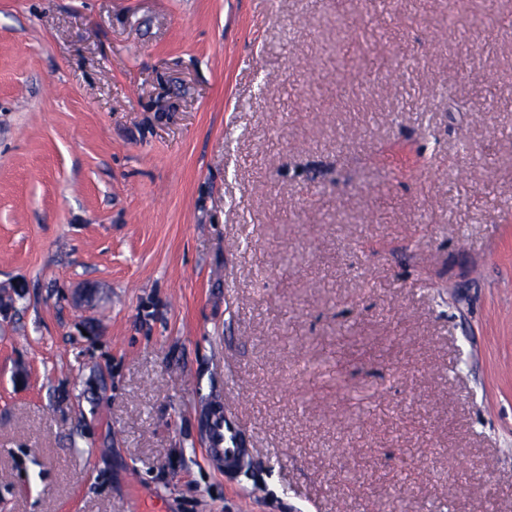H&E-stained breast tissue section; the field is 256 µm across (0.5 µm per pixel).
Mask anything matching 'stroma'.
Here are the masks:
<instances>
[{
  "label": "stroma",
  "instance_id": "obj_1",
  "mask_svg": "<svg viewBox=\"0 0 512 512\" xmlns=\"http://www.w3.org/2000/svg\"><path fill=\"white\" fill-rule=\"evenodd\" d=\"M338 2L0 0V512H512V0ZM208 424L209 448H207V455L209 460L215 466H224V471L242 472L244 469H239V464H227L228 459L234 458L238 454L239 448L235 447V434L230 435L228 440L224 436V415L209 412ZM224 443L227 444V448H224Z\"/></svg>",
  "mask_w": 512,
  "mask_h": 512
}]
</instances>
